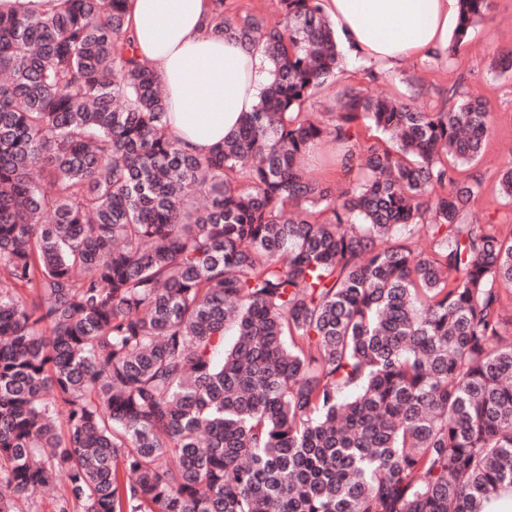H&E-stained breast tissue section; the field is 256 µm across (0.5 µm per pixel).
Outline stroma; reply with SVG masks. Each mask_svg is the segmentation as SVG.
Wrapping results in <instances>:
<instances>
[{
	"mask_svg": "<svg viewBox=\"0 0 512 512\" xmlns=\"http://www.w3.org/2000/svg\"><path fill=\"white\" fill-rule=\"evenodd\" d=\"M512 50V0H492L488 17L474 26L451 59L409 58L387 68L375 91L410 99L424 112H437L446 105L445 92L457 86L483 98L492 115L493 129L482 155L468 174L481 176L483 187L472 206L475 218L497 225L502 234L512 233V201L503 197L498 174L512 162V74H498L493 63L499 53Z\"/></svg>",
	"mask_w": 512,
	"mask_h": 512,
	"instance_id": "stroma-1",
	"label": "stroma"
}]
</instances>
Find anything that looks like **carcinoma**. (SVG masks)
Here are the masks:
<instances>
[{
  "label": "carcinoma",
  "mask_w": 512,
  "mask_h": 512,
  "mask_svg": "<svg viewBox=\"0 0 512 512\" xmlns=\"http://www.w3.org/2000/svg\"><path fill=\"white\" fill-rule=\"evenodd\" d=\"M126 0L0 11V512H482L512 494V233L457 176L491 130L346 86L322 0L215 35L267 80L173 136ZM448 56L491 0H461ZM366 126L393 148L359 140ZM361 177L300 166L314 142ZM436 185L446 192L433 196ZM236 339L224 347V332Z\"/></svg>",
  "instance_id": "1"
}]
</instances>
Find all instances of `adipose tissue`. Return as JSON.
I'll return each mask as SVG.
<instances>
[{
    "mask_svg": "<svg viewBox=\"0 0 512 512\" xmlns=\"http://www.w3.org/2000/svg\"><path fill=\"white\" fill-rule=\"evenodd\" d=\"M136 52L160 77L172 133L205 156L257 103L266 61L260 53L212 35L213 0H127ZM459 0H324L351 53L392 66L407 57L448 54Z\"/></svg>",
    "mask_w": 512,
    "mask_h": 512,
    "instance_id": "obj_1",
    "label": "adipose tissue"
}]
</instances>
